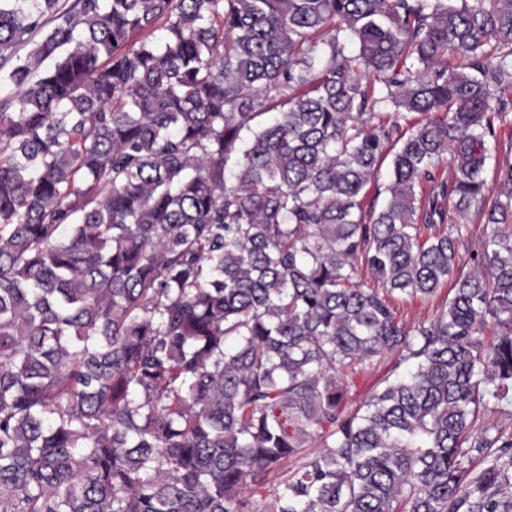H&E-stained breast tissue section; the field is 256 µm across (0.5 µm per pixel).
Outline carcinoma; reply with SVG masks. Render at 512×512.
I'll return each instance as SVG.
<instances>
[{
    "label": "carcinoma",
    "mask_w": 512,
    "mask_h": 512,
    "mask_svg": "<svg viewBox=\"0 0 512 512\" xmlns=\"http://www.w3.org/2000/svg\"><path fill=\"white\" fill-rule=\"evenodd\" d=\"M511 90L512 0H0V512H512ZM389 160L390 156L385 160L376 179L368 187V191L364 200V206L369 210L373 205L374 209H380L386 197L385 188L389 182ZM380 195L378 196V194ZM453 282L448 281L442 288L429 300H424L420 297L412 298L406 296H396L393 299V304L397 311L406 319L414 322L418 320H426L433 318L441 309L448 303L449 297L453 292L451 288ZM302 460L291 458L283 464L282 470L272 478L266 489L254 493L251 497L254 512H270V506L273 502V489L277 482L284 480L289 473L301 465Z\"/></svg>",
    "instance_id": "cac0c4a2"
}]
</instances>
